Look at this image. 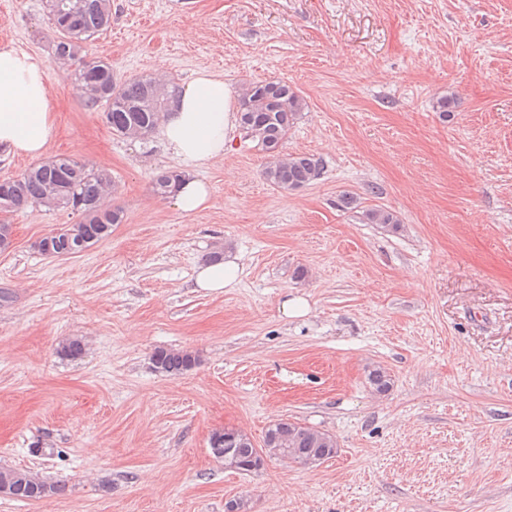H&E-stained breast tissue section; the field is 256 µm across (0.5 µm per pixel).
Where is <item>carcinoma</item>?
I'll use <instances>...</instances> for the list:
<instances>
[{
    "instance_id": "carcinoma-1",
    "label": "carcinoma",
    "mask_w": 512,
    "mask_h": 512,
    "mask_svg": "<svg viewBox=\"0 0 512 512\" xmlns=\"http://www.w3.org/2000/svg\"><path fill=\"white\" fill-rule=\"evenodd\" d=\"M52 24L57 34L55 57L75 61V86L89 90L86 105L100 110L105 124L117 136L145 137L151 134L168 109L166 92L176 86L162 85L151 76H133L120 81L112 72V64L84 54V47L103 31L112 19V0H47ZM306 101L288 82L269 79L246 85L240 93L239 126L255 147L268 156L263 177L273 187L293 191L308 186L322 176V161L314 155L281 154L288 132L302 117ZM180 181V174L166 171L153 183L154 193L166 198ZM112 173L107 168L93 167L66 157H55L33 166L14 179L0 182V212H10L29 205L48 209L69 210L79 222L41 238L36 249L44 255L60 256L79 248L83 242L91 247L112 234V225L123 221L119 208L103 210L100 196L112 189ZM370 224L395 229L399 218L392 212L374 208L365 211ZM155 370L167 376H179L192 369L198 357L187 350L158 348L151 355ZM370 387L385 393L392 386L391 376L382 369L367 375ZM285 448L293 461L302 463L316 448L318 431L293 422L287 426ZM234 453L241 465L253 462L259 449L251 439H237ZM7 485L10 497L17 501L46 500L62 486L42 479L37 473L0 467V486Z\"/></svg>"
}]
</instances>
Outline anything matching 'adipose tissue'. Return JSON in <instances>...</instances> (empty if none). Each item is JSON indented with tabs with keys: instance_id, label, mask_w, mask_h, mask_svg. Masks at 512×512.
Wrapping results in <instances>:
<instances>
[{
	"instance_id": "obj_1",
	"label": "adipose tissue",
	"mask_w": 512,
	"mask_h": 512,
	"mask_svg": "<svg viewBox=\"0 0 512 512\" xmlns=\"http://www.w3.org/2000/svg\"><path fill=\"white\" fill-rule=\"evenodd\" d=\"M49 68L44 60L0 44V146L15 155L42 158L56 127L48 108ZM236 95L223 77L203 69L182 83L159 133L185 168L173 200L185 213L207 207L210 192L195 176L198 168L223 159L236 123Z\"/></svg>"
}]
</instances>
